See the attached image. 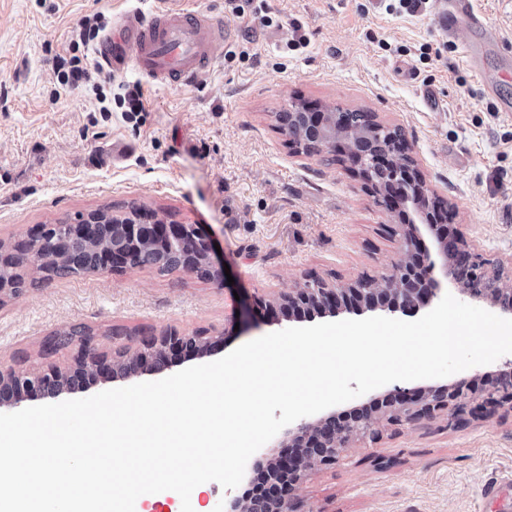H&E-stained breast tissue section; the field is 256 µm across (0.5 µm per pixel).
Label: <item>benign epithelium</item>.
<instances>
[{
  "instance_id": "7a95c632",
  "label": "benign epithelium",
  "mask_w": 512,
  "mask_h": 512,
  "mask_svg": "<svg viewBox=\"0 0 512 512\" xmlns=\"http://www.w3.org/2000/svg\"><path fill=\"white\" fill-rule=\"evenodd\" d=\"M303 116L308 125L324 134L334 126L336 113L326 110L305 112ZM356 137L357 134L348 132L334 134L315 146L300 142L297 144L298 153L309 156L320 150L339 152L343 161L350 163L356 174L364 180L376 203L387 210L393 209L395 195H409L413 189H419L413 209L423 216V224L402 225L400 243L405 259L396 264L390 273L374 278H359L342 286L319 281L309 288H290L279 296V300L268 303L273 320L278 324L284 320H301L295 309L302 305L314 309V314L308 315L310 319L315 314L335 317L342 313L362 314L379 308L390 313L414 310L430 305L439 297L442 290V282L438 278L440 274L469 301L487 305L502 317L512 319V303L479 296L463 289L453 270L448 267L447 245L448 241L455 239V235L449 224H432L426 219L428 212L437 209L447 220L448 211L439 200L431 196L414 161L409 159L404 142L400 141L396 146L368 157L354 147ZM376 169L384 170L389 178L381 184L376 183L371 175ZM53 228V224H43L37 228L30 239L32 248L20 260V266L24 267L33 261L39 266L43 264L42 249L52 241L50 230ZM119 229L135 243L142 240H154L159 245L177 243L188 258L183 271L199 274L214 283L224 280L222 262L216 256L212 241L201 224H167L132 211L127 223L119 225ZM423 229L433 237L438 253L443 257L440 266L426 252L421 238ZM135 267L134 255L114 252L97 273ZM65 345L76 348L73 363L65 370L51 366L42 372L19 374L11 368H0V383L17 381L20 384V392L12 397H1L0 404L17 406L26 400L55 399L65 391L71 394L83 392L88 384L79 379L82 369L93 371L97 379H108L112 362L97 354L94 336L55 334L46 338L42 351L51 355ZM217 348V342L204 336H197L191 342L188 336L171 330L144 340L134 358L141 364V370L158 373L170 368L181 358H203L213 354ZM487 379L489 388L482 390L478 398L475 397L476 390L463 380L425 387L395 385L353 407L350 417L344 422L337 421L336 413L332 412L313 422L303 421L287 430L281 441V451L274 461L278 468L277 477L273 479L276 485L274 497L281 503L280 512H299L295 492L307 470L315 466L336 464L354 434L376 435V425L381 420L389 424H417L448 408L454 409L459 415L467 413L480 419L493 414L501 406H512V360L505 362L504 368L487 376Z\"/></svg>"
}]
</instances>
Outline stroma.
Wrapping results in <instances>:
<instances>
[{
    "label": "stroma",
    "instance_id": "obj_1",
    "mask_svg": "<svg viewBox=\"0 0 512 512\" xmlns=\"http://www.w3.org/2000/svg\"><path fill=\"white\" fill-rule=\"evenodd\" d=\"M196 2L224 21L213 68L178 88L104 71L100 100L62 90L55 58L71 56L82 22L149 0H0V242L134 203L205 225L234 279L140 267L38 282L0 302V366L67 368L73 349L45 356L41 342L80 324L105 357L169 330L223 337L228 353L274 332L265 302L308 277L345 284L389 272L404 257L399 210L377 206L349 164L296 153L271 118L294 102L362 109L401 128L455 231L485 257L512 259V0H477L481 27L463 20L452 33L432 5L402 17L381 0H267V28L225 0ZM297 28L309 44L292 52ZM426 43L449 51L423 61ZM469 43L485 81L464 65ZM135 81L144 111L129 120L117 98ZM242 300L251 326L225 333ZM509 477L512 409L463 429L442 412L350 441L339 462L307 472L297 495L303 512H512V493L483 498Z\"/></svg>",
    "mask_w": 512,
    "mask_h": 512
}]
</instances>
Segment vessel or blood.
<instances>
[{
	"mask_svg": "<svg viewBox=\"0 0 512 512\" xmlns=\"http://www.w3.org/2000/svg\"><path fill=\"white\" fill-rule=\"evenodd\" d=\"M473 2L444 0L441 25L455 29L463 17L477 22ZM223 35L220 22L195 9L192 0H153L149 11L120 14L96 54L112 70L130 67L148 80L178 87L206 74L214 63L213 41Z\"/></svg>",
	"mask_w": 512,
	"mask_h": 512,
	"instance_id": "b4317fda",
	"label": "vessel or blood"
}]
</instances>
